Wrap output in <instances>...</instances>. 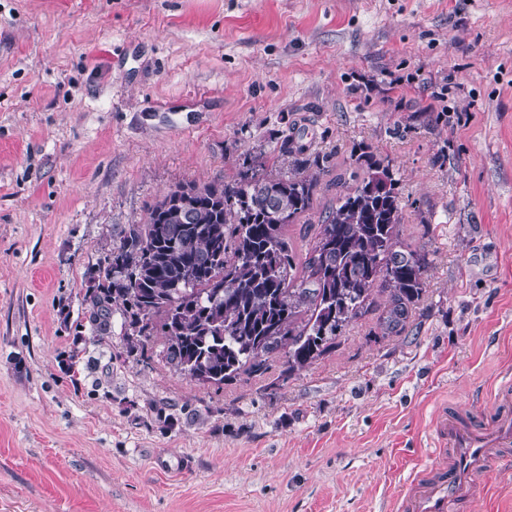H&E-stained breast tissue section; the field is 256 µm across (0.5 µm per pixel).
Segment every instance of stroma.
I'll list each match as a JSON object with an SVG mask.
<instances>
[{"mask_svg":"<svg viewBox=\"0 0 512 512\" xmlns=\"http://www.w3.org/2000/svg\"><path fill=\"white\" fill-rule=\"evenodd\" d=\"M325 155L306 223L366 143L425 254L406 331L376 314L290 376H182L127 352L88 273L182 182ZM512 379V0H0V512H391L438 411ZM178 423L164 430L152 408ZM463 512H512L491 464ZM277 150L282 156L294 158L295 162L300 167L313 165L320 168V166L323 165V159L320 158V156L311 157L307 155L306 148L302 144L294 141L290 135L285 136L281 140L279 146H277Z\"/></svg>","mask_w":512,"mask_h":512,"instance_id":"35a3bbf8","label":"stroma"}]
</instances>
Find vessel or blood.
I'll return each mask as SVG.
<instances>
[{
    "label": "vessel or blood",
    "instance_id": "1",
    "mask_svg": "<svg viewBox=\"0 0 512 512\" xmlns=\"http://www.w3.org/2000/svg\"><path fill=\"white\" fill-rule=\"evenodd\" d=\"M494 401L497 412L482 423L451 409L439 413L434 435L444 455L429 471L408 478L392 512H460L490 463L512 449V394L498 390Z\"/></svg>",
    "mask_w": 512,
    "mask_h": 512
}]
</instances>
